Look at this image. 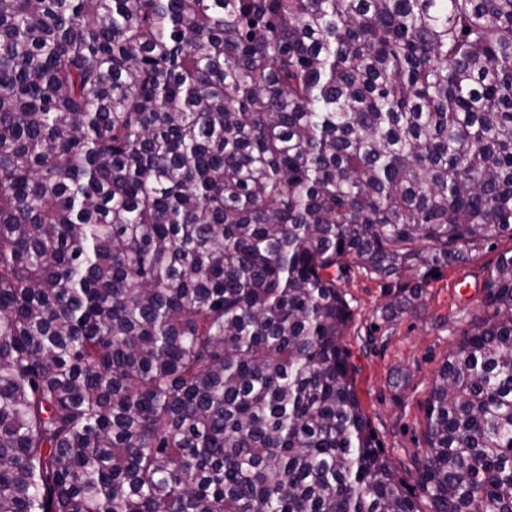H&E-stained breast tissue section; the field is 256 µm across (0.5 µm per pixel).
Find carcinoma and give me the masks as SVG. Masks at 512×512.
Segmentation results:
<instances>
[{
    "label": "carcinoma",
    "instance_id": "1",
    "mask_svg": "<svg viewBox=\"0 0 512 512\" xmlns=\"http://www.w3.org/2000/svg\"><path fill=\"white\" fill-rule=\"evenodd\" d=\"M512 240V0H0V512H512V254L405 486L337 281Z\"/></svg>",
    "mask_w": 512,
    "mask_h": 512
}]
</instances>
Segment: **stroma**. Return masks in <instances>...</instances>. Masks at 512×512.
Returning <instances> with one entry per match:
<instances>
[{
    "label": "stroma",
    "mask_w": 512,
    "mask_h": 512,
    "mask_svg": "<svg viewBox=\"0 0 512 512\" xmlns=\"http://www.w3.org/2000/svg\"><path fill=\"white\" fill-rule=\"evenodd\" d=\"M510 249L506 238L481 244L469 262L439 271L415 309L388 319L382 312L393 294L386 281L354 267L340 276L352 309L344 344L357 368L356 390L407 486L415 484L413 453L427 447L423 405L434 375L482 316L488 271Z\"/></svg>",
    "instance_id": "stroma-1"
}]
</instances>
